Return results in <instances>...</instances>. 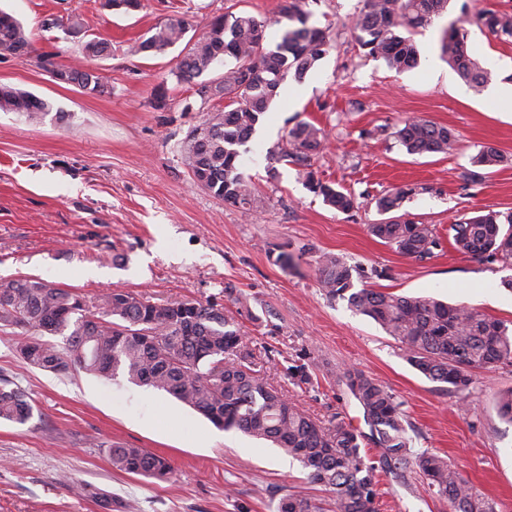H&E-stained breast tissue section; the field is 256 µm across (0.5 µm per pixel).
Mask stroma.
Returning a JSON list of instances; mask_svg holds the SVG:
<instances>
[{
	"label": "stroma",
	"mask_w": 512,
	"mask_h": 512,
	"mask_svg": "<svg viewBox=\"0 0 512 512\" xmlns=\"http://www.w3.org/2000/svg\"><path fill=\"white\" fill-rule=\"evenodd\" d=\"M285 0H143L124 13L105 0H0L31 37L33 57L0 55V84L46 100L38 123L0 111V279L34 277L86 299L121 288L166 304L197 300L224 306L254 344L268 383L301 410L326 422L344 419L366 431L363 411L337 375L354 367L402 401L413 446L448 458L496 512H512V424L500 419L498 395L512 388V366L478 372L467 399L426 379L397 342L346 302L318 286L315 261L324 253L359 267L372 288L432 296L512 322V265L462 255L450 224L476 211L512 212V104L491 91L473 95L441 50L448 26L485 8L512 13V0H450L419 29L417 68L396 73L365 56L352 30L362 0H309L310 25L328 30L331 46L303 79H286L241 156L255 187L251 211L194 187L179 153L187 132L224 99L203 86L224 71L215 66L192 82L173 70L181 45L155 55L132 53L157 24L181 16L188 37L202 36L213 17L247 13L267 23L276 43ZM79 18L112 45L92 66L108 87L89 95L57 81L73 66L78 39L51 19ZM469 50L495 59V83H512V42L477 26ZM48 55L52 65L38 64ZM167 87V106L153 92ZM70 113L69 122L57 120ZM423 116L459 137L450 155L407 154L376 133ZM305 120L327 134L314 157L318 176L357 199L343 213L308 190L294 164L278 160L285 134ZM509 159L482 184L464 174L478 146ZM275 179H268L269 167ZM404 187L401 210L431 225L441 245L433 257H406L371 236L380 221L375 200ZM293 257L289 267L279 252ZM232 294H225V287ZM14 336L0 332V376L31 397L27 424L0 422V512H274L275 499L303 488L330 512L332 495L305 480L301 465L271 443L215 426L174 397L73 368L65 373L25 364ZM305 365L311 379L292 378ZM131 444L163 456L174 468L166 481L113 470L108 444ZM379 512H448L417 483L407 491L388 477L378 486Z\"/></svg>",
	"instance_id": "obj_1"
}]
</instances>
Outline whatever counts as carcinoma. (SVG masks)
Segmentation results:
<instances>
[{
  "instance_id": "cac0c4a2",
  "label": "carcinoma",
  "mask_w": 512,
  "mask_h": 512,
  "mask_svg": "<svg viewBox=\"0 0 512 512\" xmlns=\"http://www.w3.org/2000/svg\"><path fill=\"white\" fill-rule=\"evenodd\" d=\"M303 0H289L281 9L280 39L269 47L266 22L247 13L214 17L195 41L185 40L188 22L170 18L150 30L134 52L160 53L186 41L174 75L189 82L228 60L214 91L233 94L229 104L208 112L180 143V152L193 183L235 206L251 205L254 189L241 172L240 147L268 112L288 75L297 80L323 58L330 47L326 31L309 25ZM448 0H363L353 24L357 42L366 55L403 71L418 62L417 47L409 36L445 11ZM474 23L497 39L512 41V15L484 9ZM465 25L445 31L442 51L463 83L481 94L493 80L468 49ZM32 52L23 24L0 10V47ZM112 45L99 37L81 43L87 58L106 56ZM74 85L85 92L104 94L107 86L93 70L79 65L65 69ZM0 110L17 112L37 122L49 114L47 101L0 85ZM409 155L447 154L456 150L458 137L445 126L410 117L391 129H380ZM324 132L298 121L288 130V147L279 159L301 167L307 188L340 211L354 209L356 198L317 176L311 158L322 148ZM507 162L494 147L482 146L472 157L474 169L466 181L480 184L490 170ZM408 191L397 189L376 199L385 219L368 225L371 235L399 253L424 260L441 246L428 224L399 213ZM455 248L474 258L512 263V212L489 211L450 225ZM319 287L331 300H343L353 311L376 322L399 345L406 361L427 379L455 392L469 390L479 370L512 365V327L461 304L431 297H408L363 286L354 287L356 268L341 258L324 254L315 260ZM0 331L34 335L37 340L17 343L15 350L27 365L64 373L76 365L84 371L114 379L125 377L173 395L226 431H241L273 442L285 455L308 470L307 479L326 487L335 497L336 512H378L377 485L384 471L409 489L417 475L436 496L448 502L449 512H495L460 470L428 451L417 452L407 434L403 403L384 385L364 373L347 369L338 375L363 411L370 434L364 435L342 420L325 426L314 421L257 374L254 352L246 336L224 307L214 302L181 301L158 304L119 288L90 305L79 294L41 279L0 281ZM59 336L60 342L41 340ZM27 392L0 378V420L24 425L33 418ZM498 414L512 424V389L498 399ZM369 440L378 455L363 451ZM112 468L127 474L165 479L173 472L164 457L122 443L108 446ZM277 512H316L301 490L280 499Z\"/></svg>"
}]
</instances>
